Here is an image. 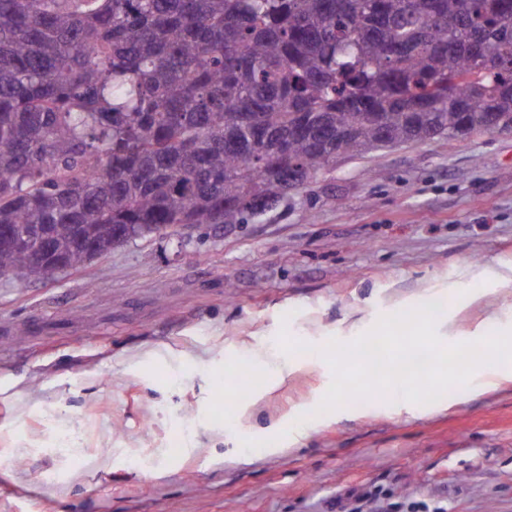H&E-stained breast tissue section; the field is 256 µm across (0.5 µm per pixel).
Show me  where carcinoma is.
<instances>
[{
	"mask_svg": "<svg viewBox=\"0 0 512 512\" xmlns=\"http://www.w3.org/2000/svg\"><path fill=\"white\" fill-rule=\"evenodd\" d=\"M477 125L512 132V0H0V277Z\"/></svg>",
	"mask_w": 512,
	"mask_h": 512,
	"instance_id": "1",
	"label": "carcinoma"
}]
</instances>
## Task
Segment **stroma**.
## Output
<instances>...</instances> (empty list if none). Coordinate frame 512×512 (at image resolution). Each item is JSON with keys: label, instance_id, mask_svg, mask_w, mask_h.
I'll return each instance as SVG.
<instances>
[{"label": "stroma", "instance_id": "35a3bbf8", "mask_svg": "<svg viewBox=\"0 0 512 512\" xmlns=\"http://www.w3.org/2000/svg\"><path fill=\"white\" fill-rule=\"evenodd\" d=\"M435 301L444 344L512 329V133L339 160L246 223L0 277V512H512V369L317 411L321 347ZM242 359L270 380L226 387Z\"/></svg>", "mask_w": 512, "mask_h": 512}]
</instances>
